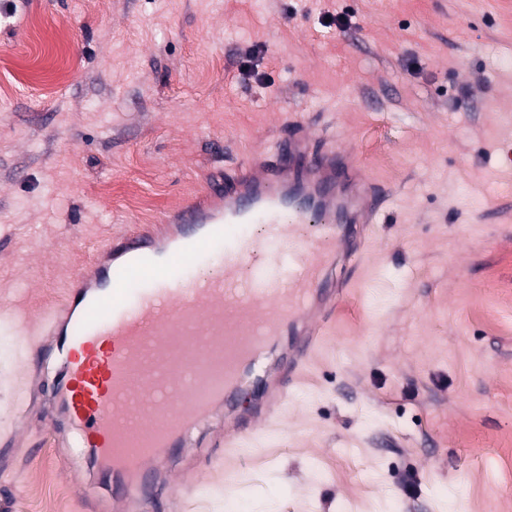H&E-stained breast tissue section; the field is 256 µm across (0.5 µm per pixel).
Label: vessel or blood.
I'll return each instance as SVG.
<instances>
[{"mask_svg":"<svg viewBox=\"0 0 512 512\" xmlns=\"http://www.w3.org/2000/svg\"><path fill=\"white\" fill-rule=\"evenodd\" d=\"M307 140L297 128L279 163L256 155L209 183L164 217L163 232L114 235L62 307L24 319L0 310L22 351L55 338L62 373L45 418L66 417L122 476L127 503L149 462L236 399L277 336L290 334L295 350L264 371L262 400L225 447L271 423L319 349L330 312L309 313L335 291L326 268L358 253L357 227L384 198L347 152L313 153ZM218 254L221 272L204 273Z\"/></svg>","mask_w":512,"mask_h":512,"instance_id":"obj_1","label":"vessel or blood"}]
</instances>
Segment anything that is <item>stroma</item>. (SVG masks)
Masks as SVG:
<instances>
[{
  "mask_svg": "<svg viewBox=\"0 0 512 512\" xmlns=\"http://www.w3.org/2000/svg\"><path fill=\"white\" fill-rule=\"evenodd\" d=\"M508 93L512 0H0V305L52 306L114 233L254 150L278 158L299 126L387 195L270 430L228 457L214 413L142 512H512ZM20 360L0 329V434L34 399ZM67 431L31 421L0 454V512H40L41 464L70 512H112L120 480ZM191 462L200 489L175 498Z\"/></svg>",
  "mask_w": 512,
  "mask_h": 512,
  "instance_id": "obj_1",
  "label": "stroma"
}]
</instances>
